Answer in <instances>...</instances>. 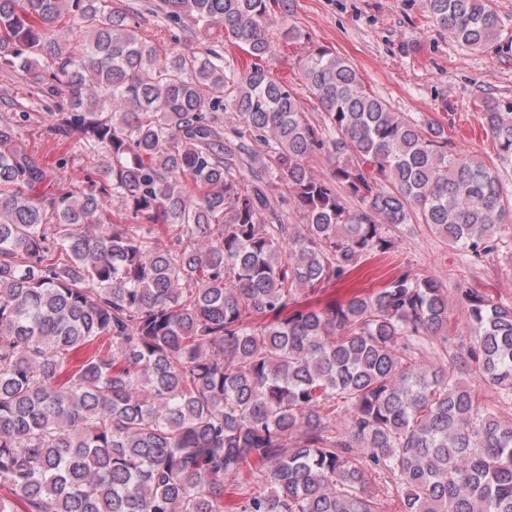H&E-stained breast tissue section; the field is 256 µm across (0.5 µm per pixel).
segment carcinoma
<instances>
[{"instance_id": "obj_1", "label": "carcinoma", "mask_w": 512, "mask_h": 512, "mask_svg": "<svg viewBox=\"0 0 512 512\" xmlns=\"http://www.w3.org/2000/svg\"><path fill=\"white\" fill-rule=\"evenodd\" d=\"M278 2L156 0L200 45L182 52L114 0H0V71L62 100L59 144L104 157L38 194L48 167L17 145L29 113L0 117V512H382L391 486L399 512H512V419L458 376L512 398V304L459 289L474 339L438 368L428 342L452 326L431 276L290 308L389 252L399 224L467 265L501 252L512 105L478 104L498 162L459 155L318 49L314 123L288 82L217 51L270 53ZM492 2L427 0L429 19L489 50ZM329 149L351 159L320 179L307 160ZM463 377L467 380L473 388L478 391L479 401L481 402L482 409H488L506 415L508 407L512 405H506L503 403L500 394L495 390L483 383L480 378L475 377L470 372L463 374Z\"/></svg>"}]
</instances>
